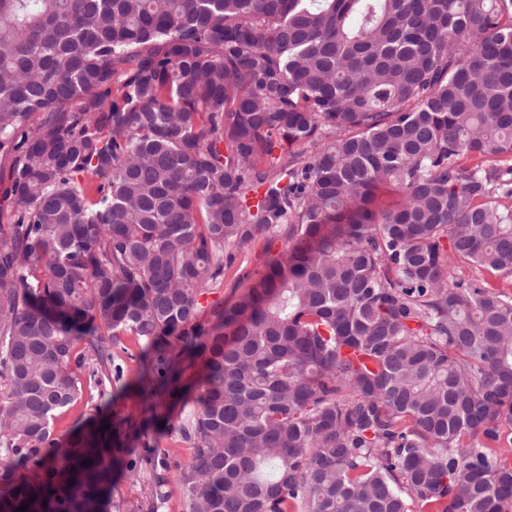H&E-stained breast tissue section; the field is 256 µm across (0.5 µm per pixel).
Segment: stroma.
<instances>
[{
    "instance_id": "35a3bbf8",
    "label": "stroma",
    "mask_w": 512,
    "mask_h": 512,
    "mask_svg": "<svg viewBox=\"0 0 512 512\" xmlns=\"http://www.w3.org/2000/svg\"><path fill=\"white\" fill-rule=\"evenodd\" d=\"M287 247L286 236L280 234L269 242L260 239L234 249L232 262L224 266L223 283L201 301L199 323L212 327L215 310L235 301L243 277L260 271ZM147 357L144 341L133 336L119 337L112 347L111 381L98 383L91 371H83L80 378L84 400L54 423L56 434L61 435L98 412L120 430L106 512H188L175 474L190 463L193 445L175 425L185 421L196 407L204 359L195 356L182 361L181 394L170 399L152 392L144 381Z\"/></svg>"
}]
</instances>
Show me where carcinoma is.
Listing matches in <instances>:
<instances>
[{
	"mask_svg": "<svg viewBox=\"0 0 512 512\" xmlns=\"http://www.w3.org/2000/svg\"><path fill=\"white\" fill-rule=\"evenodd\" d=\"M0 158V512L111 493L105 335L205 357L189 512H512V0H0ZM288 240L285 235L279 234L266 246V240L260 238L255 243L243 248H230L233 253L231 263L225 264L224 258V281L215 288L206 298H200L202 308L198 322L205 328L209 329L215 323L213 314L214 308L232 304L242 288L239 284L243 277L247 274H253L260 271L267 261L276 258L284 250L288 248Z\"/></svg>",
	"mask_w": 512,
	"mask_h": 512,
	"instance_id": "obj_1",
	"label": "carcinoma"
}]
</instances>
